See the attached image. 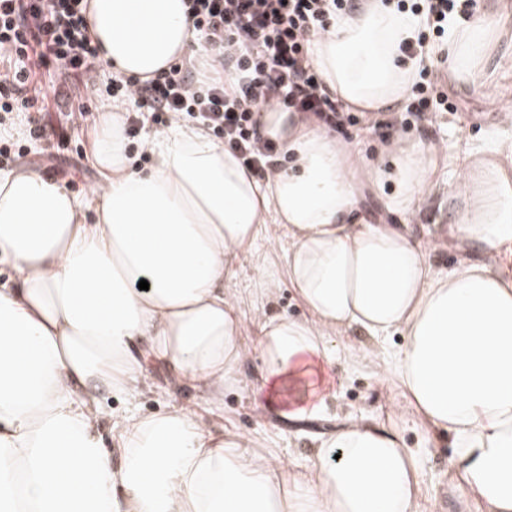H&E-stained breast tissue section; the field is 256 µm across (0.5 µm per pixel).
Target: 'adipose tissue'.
I'll use <instances>...</instances> for the list:
<instances>
[{
	"label": "adipose tissue",
	"instance_id": "1",
	"mask_svg": "<svg viewBox=\"0 0 512 512\" xmlns=\"http://www.w3.org/2000/svg\"><path fill=\"white\" fill-rule=\"evenodd\" d=\"M507 0L448 31L449 78H476ZM89 34L112 72L151 78L195 43L184 0H89ZM420 16L367 0L313 42V64L344 107L404 102L418 75L401 52ZM121 108L106 106L91 155L102 181L84 196L30 168L0 171V512H420L421 448L368 418L313 439L296 469L236 433L206 429L195 409L129 413L102 432L84 386L116 396L146 385L148 366L201 392L214 409L244 356L261 359L257 393L291 383L314 391L288 420L327 417L321 373L337 331L403 346L381 371L396 378L426 435L453 439L451 489L484 512H512V146L461 147L450 191L457 223L443 236L488 262L434 272L440 242L408 227L355 218L358 185L388 187L387 206L414 217L433 184L435 146L395 148L389 169L363 170L357 150L286 108L261 130L294 164L258 178L207 131L180 123L147 140L154 163L131 169ZM283 225L287 281L304 318L265 317L245 332L224 279L255 254L261 224ZM148 289H139V281ZM120 465H113V455Z\"/></svg>",
	"mask_w": 512,
	"mask_h": 512
}]
</instances>
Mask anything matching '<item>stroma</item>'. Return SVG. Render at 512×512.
<instances>
[{
  "mask_svg": "<svg viewBox=\"0 0 512 512\" xmlns=\"http://www.w3.org/2000/svg\"><path fill=\"white\" fill-rule=\"evenodd\" d=\"M443 89L457 103V111L442 114L432 125L398 126L391 132L392 137L404 141L439 144L445 148L434 191L430 199L422 202L419 214L411 222L414 233L420 236L427 235L435 225L452 224L457 219L456 203L448 193V185L458 176L455 162L458 147L479 141L492 132L502 142L512 144V117L503 111L504 105L512 103V18L505 20L503 37L481 78L471 83H447ZM97 117V112L93 111L86 120H75L69 129L68 149L61 151L53 165L40 168L47 177L65 179L68 188L79 196L100 181L89 155ZM15 121L18 132L0 138V148L10 155L9 161H0L1 171L32 165L40 150L39 144L28 139L25 117L16 116ZM260 286L259 266L249 259L240 261L224 281L225 289L240 300L247 333H255L263 317L273 314L304 317V308L287 285H280L268 297L263 295ZM402 344L403 339L398 335L376 341L355 329L337 332L334 338L336 361L330 370L336 399L329 418L321 421H285L274 410L262 407L254 387L260 361L256 354H249L238 367L237 387L224 395L223 417L207 415L203 421L209 429L222 428L245 435L258 448L273 450L301 468L309 463L310 442L314 436L349 417L376 419L395 428L407 446L424 448L420 468L422 512H462L459 499L449 491L454 464L451 438L441 436L424 442L421 430L406 413L407 403L396 380L379 374L378 365L386 352L398 350ZM357 348L365 354L366 361L353 372L347 367V358L350 351ZM148 373L149 386L130 398L112 395L101 386H90L89 391L103 409L116 417L130 411L148 416L174 404L203 408L204 397L200 392L171 388L164 366L149 365Z\"/></svg>",
  "mask_w": 512,
  "mask_h": 512,
  "instance_id": "1",
  "label": "stroma"
}]
</instances>
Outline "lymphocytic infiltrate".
Returning a JSON list of instances; mask_svg holds the SVG:
<instances>
[{
  "label": "lymphocytic infiltrate",
  "mask_w": 512,
  "mask_h": 512,
  "mask_svg": "<svg viewBox=\"0 0 512 512\" xmlns=\"http://www.w3.org/2000/svg\"><path fill=\"white\" fill-rule=\"evenodd\" d=\"M474 2L396 0L397 11L423 18L403 53L431 52L449 19L467 20ZM185 6L196 36L211 50L200 65H220L224 78H194L191 63L177 61L145 81L113 79L110 94L128 111L127 135L136 133L135 117L144 112L165 128L193 121L263 176L273 170L278 149L261 133V108L281 104L330 131L361 123L375 131L393 129L380 114L344 111L312 66L314 39L356 10L355 0H185ZM87 8L88 0H0V59L9 63L0 71V112L31 111V137L56 150L67 145L68 133L53 124L52 106L77 99L106 67L88 33ZM437 82L433 70L420 69L403 107L406 116L420 122L429 111H453Z\"/></svg>",
  "instance_id": "1"
}]
</instances>
